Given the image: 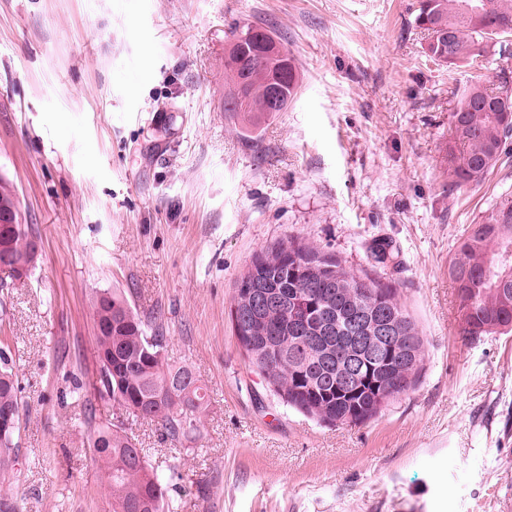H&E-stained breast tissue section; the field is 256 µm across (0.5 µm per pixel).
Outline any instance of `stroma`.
<instances>
[{"label": "stroma", "instance_id": "1", "mask_svg": "<svg viewBox=\"0 0 512 512\" xmlns=\"http://www.w3.org/2000/svg\"><path fill=\"white\" fill-rule=\"evenodd\" d=\"M418 0H0V178L40 257L0 289L21 388L14 512H112L89 439L122 423L179 512H512V333L467 342L454 244L512 195V154L448 179L452 112L512 56L425 60ZM259 25L293 58L287 107L242 135L224 49ZM291 238L391 283L423 341L420 378L362 424L284 406L230 321L253 255ZM114 291L211 404L192 440L97 391L93 301Z\"/></svg>", "mask_w": 512, "mask_h": 512}]
</instances>
